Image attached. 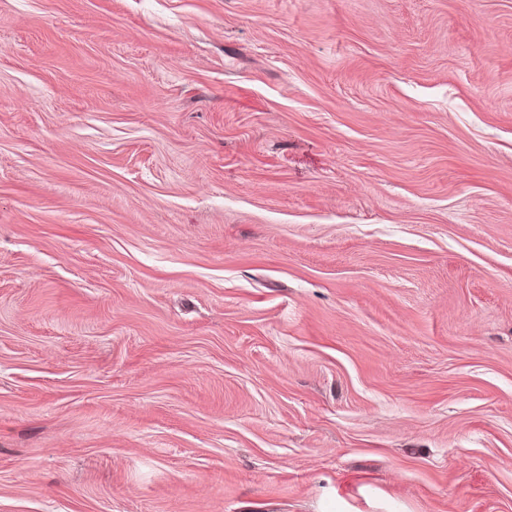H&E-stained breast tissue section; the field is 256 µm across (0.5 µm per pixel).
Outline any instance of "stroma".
Returning a JSON list of instances; mask_svg holds the SVG:
<instances>
[{"instance_id":"obj_1","label":"stroma","mask_w":512,"mask_h":512,"mask_svg":"<svg viewBox=\"0 0 512 512\" xmlns=\"http://www.w3.org/2000/svg\"><path fill=\"white\" fill-rule=\"evenodd\" d=\"M0 512H512V0H0Z\"/></svg>"}]
</instances>
